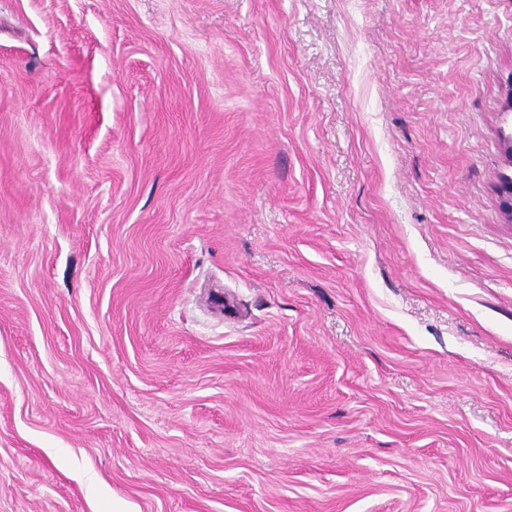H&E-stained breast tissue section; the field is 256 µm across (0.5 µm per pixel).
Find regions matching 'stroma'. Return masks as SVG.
<instances>
[{
  "label": "stroma",
  "instance_id": "35a3bbf8",
  "mask_svg": "<svg viewBox=\"0 0 512 512\" xmlns=\"http://www.w3.org/2000/svg\"><path fill=\"white\" fill-rule=\"evenodd\" d=\"M512 0H0V512H512Z\"/></svg>",
  "mask_w": 512,
  "mask_h": 512
}]
</instances>
